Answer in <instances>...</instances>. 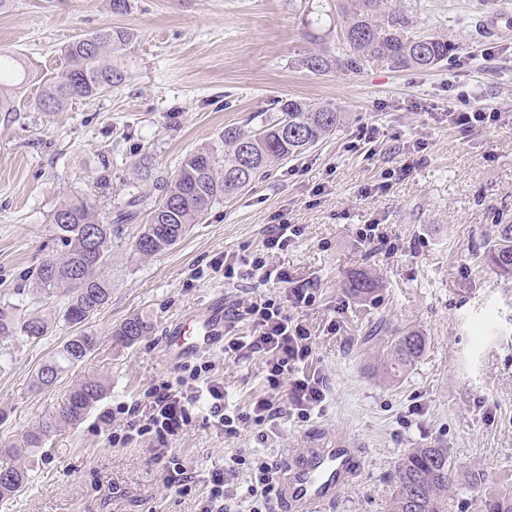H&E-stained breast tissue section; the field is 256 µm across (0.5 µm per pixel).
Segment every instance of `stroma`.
I'll return each mask as SVG.
<instances>
[{
	"mask_svg": "<svg viewBox=\"0 0 512 512\" xmlns=\"http://www.w3.org/2000/svg\"><path fill=\"white\" fill-rule=\"evenodd\" d=\"M407 10L418 31L447 38L455 50L429 71L383 62L357 71L311 72L305 57L335 48L339 20L329 0H130L126 14L109 0H9L0 9V50L24 60L33 80L14 112H0V301L52 315L65 298L24 286L27 268L55 253L50 215L66 196L84 194L112 210L132 192L133 163L149 154L174 178L184 157L220 142L225 126L244 124L280 98L347 112L334 134L238 197L216 204L172 249L139 258L127 225L112 242V297L86 324L97 350L49 389L31 387L34 371L73 334L56 322L32 343L13 338L0 370V448L55 414L76 380L106 376L109 394L77 426L53 432L33 458L31 479L0 512H194L213 471L235 455L277 462L299 456L311 436L329 433L362 451L358 475L323 512H387L395 462L409 449L440 441L460 471L486 473L512 487V279L478 263L497 225L512 221V123L464 131L445 114L459 90L479 88L480 104L512 107V0H388ZM501 14L494 36L479 21ZM134 34L123 52L128 81L104 95L42 112L41 83L65 65L62 49L106 27ZM112 185L97 193L100 156ZM386 191H375L382 175ZM300 234L276 254L294 284L318 296L305 318L316 349L313 367L327 385L325 410L289 423L268 440L254 428L227 441L197 419L172 443L195 478L192 494L167 485L153 441L113 444L103 413L145 403L153 383L200 359L222 362L224 390L245 406L265 391L259 360H225L223 346L179 355L170 328L197 332L216 301L225 308L272 286L225 283L212 264L244 256L270 225ZM379 223L388 246H361L356 230ZM369 267L385 288L360 304L342 290L345 274ZM139 315L152 331L134 345L112 332ZM414 325L429 336L419 363L402 378L382 372L387 349L374 322Z\"/></svg>",
	"mask_w": 512,
	"mask_h": 512,
	"instance_id": "obj_1",
	"label": "stroma"
}]
</instances>
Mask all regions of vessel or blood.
<instances>
[{"mask_svg":"<svg viewBox=\"0 0 512 512\" xmlns=\"http://www.w3.org/2000/svg\"><path fill=\"white\" fill-rule=\"evenodd\" d=\"M357 464L355 449L334 437H320L286 470L280 492L296 512H320L348 483Z\"/></svg>","mask_w":512,"mask_h":512,"instance_id":"obj_1","label":"vessel or blood"}]
</instances>
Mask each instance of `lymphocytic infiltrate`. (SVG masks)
<instances>
[{
    "instance_id": "obj_1",
    "label": "lymphocytic infiltrate",
    "mask_w": 512,
    "mask_h": 512,
    "mask_svg": "<svg viewBox=\"0 0 512 512\" xmlns=\"http://www.w3.org/2000/svg\"><path fill=\"white\" fill-rule=\"evenodd\" d=\"M477 100V92L460 91L456 104L448 109L449 125L470 129L500 116V109L478 106ZM296 233L295 225H272L263 242V252L225 262V279L290 284L287 269L273 264L271 254L287 250ZM315 300V288L293 286L290 304L264 296L233 308V320L249 321L252 332L230 337L224 344V355L236 360L260 357L268 384L267 394L253 401L249 409L230 404L224 394V374L219 364L211 360L186 364L177 376L149 391L145 408L130 411L121 433L113 435V443L125 444L144 436L154 438L159 444L154 458L163 465L166 483L187 494L192 490L193 478L171 455L167 444L192 425L196 406L206 408L208 424L228 440L239 438L247 426L272 434L288 421L303 422L322 412L326 386L323 378L309 369L313 339L299 314L300 309L313 306ZM276 474L275 464L266 458L232 457L223 470L210 475V490L197 499L196 512H275Z\"/></svg>"
}]
</instances>
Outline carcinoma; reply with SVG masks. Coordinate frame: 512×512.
<instances>
[{
  "label": "carcinoma",
  "mask_w": 512,
  "mask_h": 512,
  "mask_svg": "<svg viewBox=\"0 0 512 512\" xmlns=\"http://www.w3.org/2000/svg\"><path fill=\"white\" fill-rule=\"evenodd\" d=\"M387 0H336L340 21L337 34L339 52L309 55L304 64L314 73L330 69L354 71L380 61L394 69L431 70L448 60V40L424 34L414 28L409 15L386 6ZM89 38L95 45L87 47L84 38L70 42L64 49L66 65L57 75L46 79L34 104L43 112H59L76 99L94 98L122 86L128 70L114 62L112 55L125 49L134 33L124 27L97 31ZM16 58L0 51V112H15L16 97L28 84L27 71L13 74L3 81V74L14 68ZM346 115L334 105H315L296 99H278L271 110L255 112L246 119L249 127H224L218 150L202 148L187 156L175 179L169 181L152 171L144 155L135 165L138 180L149 185L129 194L116 207L113 216H105L89 198L78 195L61 202L51 214L50 223L61 250L25 273V281L45 294L67 296L62 319L77 326L89 321L104 307L112 295V238L120 237L126 224L139 221L149 213L148 222L138 234L149 239L133 252L150 257L174 247L190 225L196 224L216 204L231 200L267 176L269 169L295 157L336 132ZM110 163L99 160L93 182L104 191L109 188ZM97 230L92 235L89 230ZM97 241H90L91 237ZM103 252L96 259L93 249ZM485 261L502 277L512 279V223L496 225L494 239L486 245ZM382 288L379 276L367 268L349 272L343 290L354 299L367 302ZM51 328L48 318L40 314H23L17 306L0 304V341L24 337L40 342ZM151 324L133 316L117 326L112 336L124 346H131L150 333ZM390 335L385 362L386 373L400 376L423 356L429 338L415 326L382 325ZM98 338L87 331L67 337L55 355L42 363L32 376V385L50 388L65 372L88 359L98 347ZM107 382L98 377L80 379L69 389L57 414L25 431L6 449L20 460L45 448L54 430L76 426L103 398ZM471 489L485 483V474L470 471L457 475L448 446L434 442L413 448L402 455L394 470L395 489L389 512H448V488L459 478ZM27 469L13 465L0 468V501L13 498L27 483ZM477 512H512V489L503 488L478 500Z\"/></svg>",
  "instance_id": "1"
}]
</instances>
